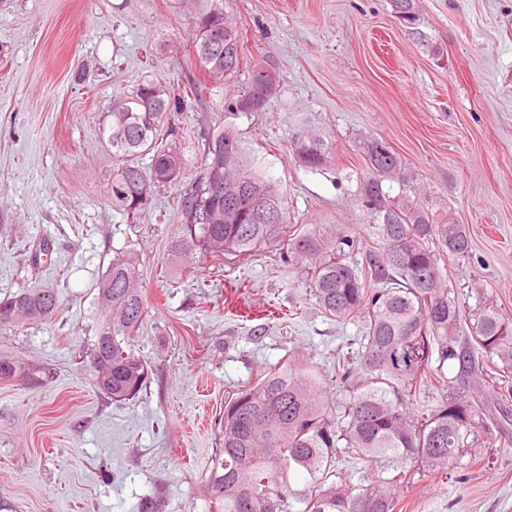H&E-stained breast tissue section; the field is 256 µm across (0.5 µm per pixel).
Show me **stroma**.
<instances>
[{
    "instance_id": "obj_1",
    "label": "stroma",
    "mask_w": 512,
    "mask_h": 512,
    "mask_svg": "<svg viewBox=\"0 0 512 512\" xmlns=\"http://www.w3.org/2000/svg\"><path fill=\"white\" fill-rule=\"evenodd\" d=\"M253 62L278 87L238 120L272 155L296 227L376 246L359 143L385 140L412 188L462 224L471 250L442 264L466 308L512 316V0H419L416 24L392 0H223ZM190 0H7L0 7V297L58 289L51 325L0 330V355L50 373L33 389L0 380V512H217L206 480L221 447L224 402L266 367L335 374L359 334L325 317L288 264L286 241L225 263L179 256L174 199L200 175L198 145L224 122L239 83L185 96L205 77L188 51ZM162 82L181 110L178 186L157 188L134 222L108 206L112 155L97 136L114 97ZM325 135L330 159L300 166L299 127ZM51 241L50 262L30 257ZM134 249L148 313L134 349L151 372L115 402L80 369L93 341L95 283L113 249ZM449 479L415 470L394 512H512V430Z\"/></svg>"
}]
</instances>
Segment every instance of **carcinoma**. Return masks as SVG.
Instances as JSON below:
<instances>
[{
	"label": "carcinoma",
	"mask_w": 512,
	"mask_h": 512,
	"mask_svg": "<svg viewBox=\"0 0 512 512\" xmlns=\"http://www.w3.org/2000/svg\"><path fill=\"white\" fill-rule=\"evenodd\" d=\"M189 48L209 82L189 87L200 98L210 84L238 77L245 63L244 39L224 18L219 0H198ZM251 82L224 101V125L208 129L195 188L181 194L180 250H200L218 261L252 254L287 239L289 259L307 266L306 284L321 312L339 323L355 324L358 348L336 364L340 398H326L327 383L291 364L266 368L251 385L224 402L222 445L208 477L207 491L222 512H394L397 488L422 465L452 474L474 462L478 426L496 417L486 389L492 375L512 373V318L492 306L466 313L449 296L440 261L471 248L465 229L440 220L407 194L400 156L384 140L359 144L371 177L365 203L380 220L381 246L363 252V265L349 260V236L335 241L316 230H292L288 209L271 164L234 133L233 121L248 117ZM176 103L160 82L145 80L112 101L98 134L112 149L108 201L133 221L153 190L177 184L182 154L164 140ZM294 151L308 169L322 168L329 145L321 134L302 130ZM149 158V165L142 164ZM399 186L392 195L393 185ZM276 211L265 224L250 204ZM94 341L83 363L95 387L114 401L134 398L149 376L146 361L133 349L147 316L136 254L114 251L94 297ZM52 286L21 288L0 299V327L43 323L59 314ZM457 364L456 389L438 396L444 366ZM39 366L0 357V380L43 384ZM344 459L370 462L383 472L367 488L351 486ZM307 475L300 488L290 476Z\"/></svg>",
	"instance_id": "1"
}]
</instances>
